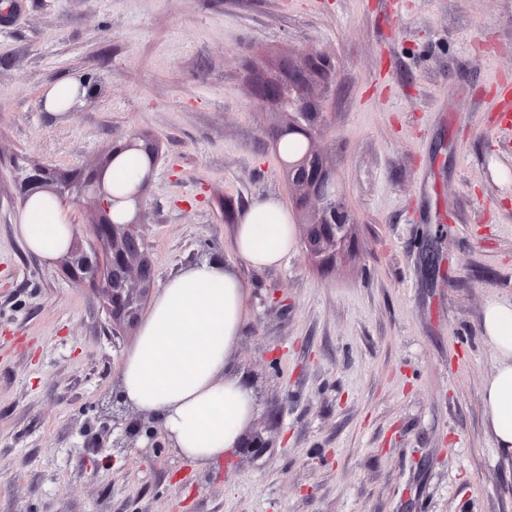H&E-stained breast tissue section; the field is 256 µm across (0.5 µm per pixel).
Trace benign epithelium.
I'll list each match as a JSON object with an SVG mask.
<instances>
[{
    "label": "benign epithelium",
    "instance_id": "1",
    "mask_svg": "<svg viewBox=\"0 0 512 512\" xmlns=\"http://www.w3.org/2000/svg\"><path fill=\"white\" fill-rule=\"evenodd\" d=\"M331 73L327 56L300 54L281 66L280 75L255 73L250 76V83L258 104L273 106L287 114V126L296 127L306 120L312 105H321V95L330 84ZM309 150L318 155L321 165L310 168L303 160L287 168L288 182L296 188L313 216L311 224L307 225L305 247L311 254L323 255L347 238L349 211L341 180L324 162L315 142H309ZM54 176L55 170L41 165L24 169L19 180L21 199L25 201L36 193L47 191ZM76 191L79 195H91L96 218L86 230L88 248L75 245L67 252L69 271L107 297L113 323L133 322L138 318L136 283L148 287L154 279L152 273L144 275L147 266L144 251L125 247L126 239L137 235L143 215L136 213L126 224L110 223L107 215L112 207V194L96 178L77 183ZM112 447H139L143 454L160 458L172 447V442L152 416L138 413L125 422L121 434L112 438Z\"/></svg>",
    "mask_w": 512,
    "mask_h": 512
}]
</instances>
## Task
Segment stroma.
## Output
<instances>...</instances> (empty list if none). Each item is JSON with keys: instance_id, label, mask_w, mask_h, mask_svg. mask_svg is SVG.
<instances>
[{"instance_id": "35a3bbf8", "label": "stroma", "mask_w": 512, "mask_h": 512, "mask_svg": "<svg viewBox=\"0 0 512 512\" xmlns=\"http://www.w3.org/2000/svg\"><path fill=\"white\" fill-rule=\"evenodd\" d=\"M333 67L316 145L354 225L335 261L298 246L256 269L240 212L294 192L251 69ZM68 112L39 102L83 74ZM512 0H0V512H512L481 391L480 323L512 297ZM138 133L158 145L141 199L155 287L194 253L245 286L232 369L256 394L215 466L98 448L139 327L15 233L21 168L84 174ZM435 247L429 268L422 242Z\"/></svg>"}]
</instances>
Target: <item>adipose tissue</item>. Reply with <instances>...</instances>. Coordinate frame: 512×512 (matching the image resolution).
<instances>
[{
	"label": "adipose tissue",
	"instance_id": "1",
	"mask_svg": "<svg viewBox=\"0 0 512 512\" xmlns=\"http://www.w3.org/2000/svg\"><path fill=\"white\" fill-rule=\"evenodd\" d=\"M16 231L31 252L50 259L66 251L74 226L64 204L36 194ZM296 244L295 226L279 199L257 198L241 212L234 252L247 264L279 265ZM244 319L242 281L222 260L206 258L166 279L124 357L118 382L123 401L153 416L177 454L191 461L209 464L233 453L254 414V392L230 363ZM481 331L496 359L482 402L498 457L512 461V299L486 304Z\"/></svg>",
	"mask_w": 512,
	"mask_h": 512
}]
</instances>
